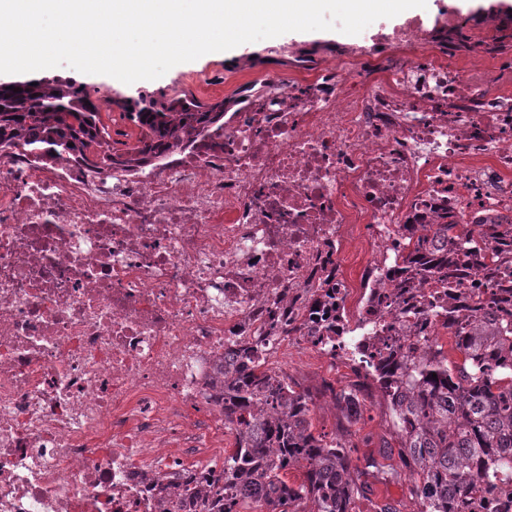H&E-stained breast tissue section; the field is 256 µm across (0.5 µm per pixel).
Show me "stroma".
<instances>
[{"label": "stroma", "instance_id": "stroma-1", "mask_svg": "<svg viewBox=\"0 0 512 512\" xmlns=\"http://www.w3.org/2000/svg\"><path fill=\"white\" fill-rule=\"evenodd\" d=\"M492 7L504 11L511 9L512 0H427L425 8L414 11L410 16L419 19L435 36L442 31L454 32L464 19ZM410 16L402 13L392 18H382L375 21L374 26L389 30L404 23ZM368 39L369 35L365 32L357 35L338 31L289 32L238 46L234 50V59L229 61L220 56H209L178 64L164 76L136 87L112 82L106 75L84 74L65 66L57 68L56 73L84 86L92 100L99 104L108 98L116 100L141 92L169 93L180 86L188 90L199 85L204 88L201 100L214 102L231 96L240 87L256 80L277 82L293 79L295 72L290 62L298 52L306 50L315 51L322 67L327 70L332 68L337 58H344L352 80L379 77L389 49L380 45L373 53H364L362 47ZM246 54L257 56L259 65L252 69H236L235 58ZM463 62L484 67L490 92L512 89V47L496 53L461 49L448 60L452 67ZM367 270L366 251L359 244L347 243L340 257L338 276L347 290L344 306L348 320H356L362 306ZM286 352L289 376L304 386L316 388L322 381L328 380L340 389L355 380L351 363L345 355L333 357L317 348L295 342L289 343ZM383 410L381 395H374L366 400L361 418L352 425V459L355 465H364L367 458L373 457L382 464L400 466L401 461L395 450L397 440L387 430Z\"/></svg>", "mask_w": 512, "mask_h": 512}]
</instances>
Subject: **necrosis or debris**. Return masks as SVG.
I'll list each match as a JSON object with an SVG mask.
<instances>
[{
	"instance_id": "necrosis-or-debris-1",
	"label": "necrosis or debris",
	"mask_w": 512,
	"mask_h": 512,
	"mask_svg": "<svg viewBox=\"0 0 512 512\" xmlns=\"http://www.w3.org/2000/svg\"><path fill=\"white\" fill-rule=\"evenodd\" d=\"M380 78L345 68L240 94L222 128L151 165L0 149V512H162L223 479L224 351L267 335L361 232L512 216V95L424 65L411 19ZM191 411L207 412L201 423Z\"/></svg>"
}]
</instances>
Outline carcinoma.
<instances>
[{
    "label": "carcinoma",
    "instance_id": "cac0c4a2",
    "mask_svg": "<svg viewBox=\"0 0 512 512\" xmlns=\"http://www.w3.org/2000/svg\"><path fill=\"white\" fill-rule=\"evenodd\" d=\"M493 33L471 44L487 53L512 43V24L488 11ZM236 96L210 102L185 94L140 95L121 103L120 119L132 132L111 130L83 87L71 80L44 78L33 85L0 86V145L51 148L91 166L150 159L177 148L211 128L224 126V109ZM475 236L465 224H399L401 248L383 274V288L366 284L362 308L387 305L393 319L425 320L418 297L432 279L448 300L428 305L453 341L461 362L429 340L422 326L403 337L407 349L389 346L387 323L359 312L355 327L336 305V287L324 278L310 289L307 307L327 320L313 346L336 357L344 350L358 382L348 389L323 387L342 412L332 435L314 434L315 395L279 376L243 345L224 361V423L235 435L224 457V491L185 486L177 498L215 497L216 512H239L251 502L260 512H356L366 498L353 479L349 427L361 416V399L381 392L398 439L405 470L375 459L383 482L409 480L419 512H512V281L498 282L491 300L456 291L462 268L498 276L512 256V222L479 223ZM437 378H432V375ZM293 470L301 481L288 480Z\"/></svg>",
    "mask_w": 512,
    "mask_h": 512
}]
</instances>
